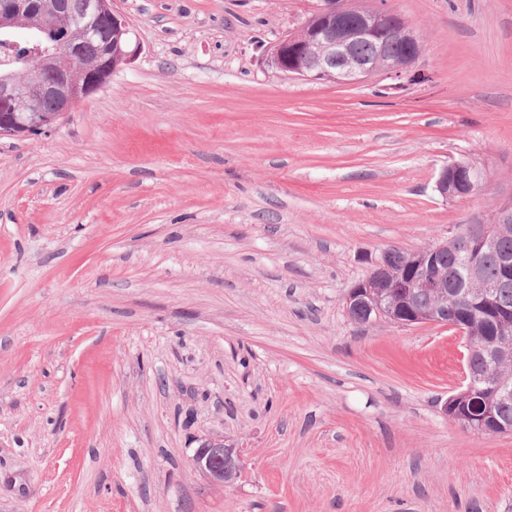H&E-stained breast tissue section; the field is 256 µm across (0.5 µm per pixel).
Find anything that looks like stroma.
Returning a JSON list of instances; mask_svg holds the SVG:
<instances>
[{
	"instance_id": "obj_1",
	"label": "stroma",
	"mask_w": 512,
	"mask_h": 512,
	"mask_svg": "<svg viewBox=\"0 0 512 512\" xmlns=\"http://www.w3.org/2000/svg\"><path fill=\"white\" fill-rule=\"evenodd\" d=\"M315 4L114 0L135 62L0 136V512H512V433L443 412L459 336L344 307L512 197V0H357L422 45L358 85L265 62ZM483 180V171L475 165L451 161L439 170L435 189L446 199L467 198L480 189ZM192 461L195 470L222 486L233 482L240 468L236 448H226L223 440L201 444L196 448Z\"/></svg>"
}]
</instances>
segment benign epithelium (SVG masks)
Instances as JSON below:
<instances>
[{"label": "benign epithelium", "mask_w": 512, "mask_h": 512, "mask_svg": "<svg viewBox=\"0 0 512 512\" xmlns=\"http://www.w3.org/2000/svg\"><path fill=\"white\" fill-rule=\"evenodd\" d=\"M33 14L42 20L40 31L53 35V44L44 47L38 43L30 48L25 83L16 82L11 73L0 75L1 136L21 137L54 125L95 91L105 75L130 64L135 56L112 47L113 33L130 32L129 22L114 8L112 0H84L78 15L71 14L61 0H0V28L17 25L23 16ZM395 19L397 15L384 8L362 9L350 0H319L299 30L276 45L269 63L289 78L347 85L365 83L381 72L400 77L411 64L386 54V37L394 32L403 40L416 43L418 39L405 24L393 30ZM73 28L84 41L98 42L106 49L96 65L82 64L80 47L69 38ZM363 40L376 44V55L371 59L354 53L355 45ZM48 64L55 73L54 80L46 83L42 72ZM44 96L56 99V111L42 109ZM483 180V171L475 165L451 161L439 170L435 189L446 199L467 198L480 189ZM510 232L512 201L501 204L489 219L463 227L446 243L411 251L409 267L399 280L388 276L386 257H381L345 297L346 314L355 323L384 319L401 326L444 325L455 331L466 349L470 348L472 327L461 319L448 318V301L464 293L495 315L499 329L496 338L485 345L489 368L477 375L463 367L460 390L448 396L443 406L448 418L476 434L512 433L511 426L497 420L485 398L475 396L478 387L484 385L497 400L512 397V307L500 299L504 289L512 286V258L501 259L495 281L484 280L478 265L480 254L494 249ZM454 249L465 250L461 258L467 279L461 288L448 287V275L434 262L436 255ZM192 461L195 470L219 485L233 482L240 468L236 449L225 447L222 441L204 442L195 450Z\"/></svg>", "instance_id": "1"}]
</instances>
